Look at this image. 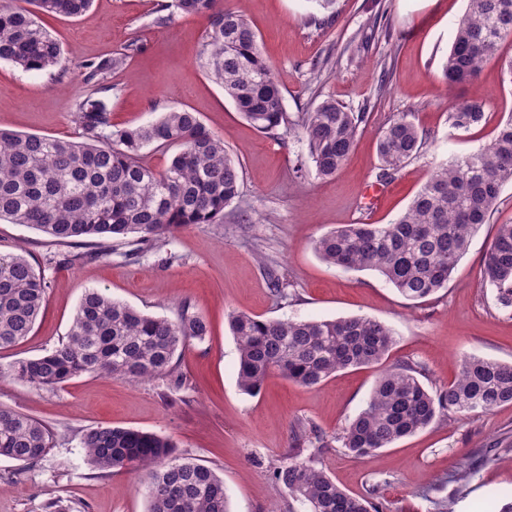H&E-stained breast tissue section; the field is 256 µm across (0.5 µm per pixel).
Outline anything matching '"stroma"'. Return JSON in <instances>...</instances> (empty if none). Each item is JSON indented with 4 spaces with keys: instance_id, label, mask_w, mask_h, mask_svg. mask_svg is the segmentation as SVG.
<instances>
[{
    "instance_id": "obj_1",
    "label": "stroma",
    "mask_w": 512,
    "mask_h": 512,
    "mask_svg": "<svg viewBox=\"0 0 512 512\" xmlns=\"http://www.w3.org/2000/svg\"><path fill=\"white\" fill-rule=\"evenodd\" d=\"M168 0H94L78 18L44 15L40 21L61 43L64 69L25 72L0 61V128L72 139L76 102L91 91L89 63L121 52L131 37L140 49L109 78L104 98L114 126H138L162 112L186 108L223 136L241 164L240 196L218 224L174 232L160 254L128 260L98 255L48 269L62 248L45 234L0 219V252L24 249L35 267L47 268L46 302L28 338L0 350V367L53 349L65 338L84 293L99 290L153 316L175 318L189 304L209 324L204 341L180 352L185 390L165 382L131 384L82 375L52 390H35L0 376V405L44 423L53 446L36 465L0 456V512H147L136 472L102 476L87 463L85 429L101 425L168 436L178 453L213 468L224 479L230 512H288L289 496L272 482L273 467L303 421L327 436L342 433L365 407L380 367L341 372L308 389L281 376L260 393L238 386V353L227 315L322 320L367 316L385 322L396 343L387 364L412 361L426 369L431 389L447 387L463 356L512 362V310L498 309L481 277L494 227L512 222V184L505 185L491 221L470 241L447 288L428 301L403 298L377 272L345 271L325 264L313 242L343 224L395 220L434 168L454 155L488 144L512 115V75L504 42L486 61L477 83L446 88L442 64L466 0H227L257 30L288 112H303L325 98L367 115L356 144L335 176H317L302 138L259 131L236 110L200 64L207 21L174 15L158 24ZM484 98L486 118L468 132L448 125L453 107ZM407 116L428 135L422 154L385 185L377 205L365 190L380 165L382 128ZM279 277L287 295L271 290ZM494 448L466 490L461 464ZM321 462L341 488L358 495L378 487L391 512H434L446 500L451 512H500L512 502V404L470 419L447 418L378 453L353 458L335 447Z\"/></svg>"
}]
</instances>
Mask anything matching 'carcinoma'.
<instances>
[{
    "instance_id": "cac0c4a2",
    "label": "carcinoma",
    "mask_w": 512,
    "mask_h": 512,
    "mask_svg": "<svg viewBox=\"0 0 512 512\" xmlns=\"http://www.w3.org/2000/svg\"><path fill=\"white\" fill-rule=\"evenodd\" d=\"M92 0H11L0 5V60L26 72L62 67L60 43L38 20L41 14L78 17ZM175 14L208 20L202 52L207 76L224 88L237 111L258 130H279L305 139L316 174L329 178L348 159L364 112L327 98L312 109L287 112L272 65L258 35L222 0H170ZM512 40V0H467L443 63L448 86L475 82L485 61ZM140 49L134 36L126 52L88 65L95 92L75 105L76 139L0 130V218L26 224L59 244L95 246L110 256L134 237L127 259L158 253L176 230L216 224L239 197L241 166L224 138L196 113L173 109L135 128L112 125L104 79L128 53ZM486 101L472 99L448 113L455 131L467 132L485 116ZM426 136L407 116L391 119L379 140L376 180L397 179L418 158ZM172 149L157 170L146 150ZM512 183V116L491 142L440 165L409 207L391 224H344L320 236L315 251L330 266L374 270L406 299L425 300L448 285L471 237L489 219L503 187ZM482 279L496 306L512 308V224L496 225L485 253ZM47 278L26 252L0 253V350L24 340L46 301ZM239 354L238 381L258 393L276 373L315 388L337 372L381 363L394 344L393 331L367 317L320 321L260 319L228 315ZM208 335L206 320L181 304L175 319L144 315L92 289L80 301L66 340L41 355L19 360L7 373L35 389L57 387L83 374L131 382L161 379L171 392L186 388L174 358L190 342ZM424 368L398 362L383 370L366 407L336 438L355 458L388 448L439 417L489 413L512 404V363L481 356L462 360L443 390L420 381ZM295 446L272 470L275 486L305 512H384L378 488L354 496L339 486L319 461L331 447L327 435L299 422ZM52 447L43 423L0 406V456L33 465ZM89 464L100 474L128 469L141 473L148 512H230L224 479L212 468L176 453L168 437L119 426H97L82 436Z\"/></svg>"
}]
</instances>
